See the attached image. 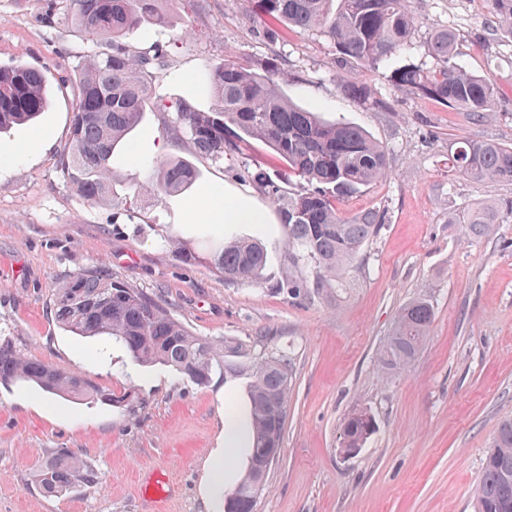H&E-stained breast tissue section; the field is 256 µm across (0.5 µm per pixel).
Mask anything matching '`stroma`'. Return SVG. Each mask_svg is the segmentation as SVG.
I'll use <instances>...</instances> for the list:
<instances>
[{
    "instance_id": "1",
    "label": "stroma",
    "mask_w": 512,
    "mask_h": 512,
    "mask_svg": "<svg viewBox=\"0 0 512 512\" xmlns=\"http://www.w3.org/2000/svg\"><path fill=\"white\" fill-rule=\"evenodd\" d=\"M421 21L409 49L378 69L339 63L316 32L280 29L264 37L247 0H163L165 27L144 26L123 42L159 51L166 69L158 96L187 98L209 64L233 52L254 66L277 59L295 103L329 121L362 126L387 149L388 175L340 201L347 215L383 214L385 226L349 272L332 303L291 301L269 286L280 275L286 239L278 207L228 165L194 154L167 134L166 114L146 106L113 166L124 190L147 183L157 161L181 158L197 178L181 195L141 201L134 222L76 195L56 169L70 136L71 82L101 38L74 30L69 0H0V66L23 61L44 70L49 106L35 126L0 133V336L49 365L117 396L114 404L74 402L33 384L0 385V512H151L162 486L163 512H224V492L242 473L246 450L225 462V480L205 475L226 427L247 416L245 382L192 383L169 367L131 364L119 349L64 330L52 294L72 274L103 264L113 277L159 301L193 334L242 343L276 337L293 362L282 448L257 512H474L489 443L512 418V217L492 233L469 235V215L512 200V182L463 177L448 154L463 139L512 145V34L498 30L489 0H411ZM452 30L455 62L499 84L481 116L454 112L395 86L393 68H435L434 29ZM368 86V100L344 91ZM244 199L268 211L265 224H231L227 235L266 246V283L228 284L206 265H187L167 246H197L215 228L213 201ZM418 297L435 318L415 359L382 369L380 352L400 309ZM368 410L376 431L359 454L338 452L344 417ZM66 450L89 480L46 492L42 461Z\"/></svg>"
}]
</instances>
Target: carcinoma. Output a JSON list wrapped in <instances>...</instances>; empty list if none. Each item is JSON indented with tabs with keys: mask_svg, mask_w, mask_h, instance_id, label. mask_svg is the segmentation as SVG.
<instances>
[{
	"mask_svg": "<svg viewBox=\"0 0 512 512\" xmlns=\"http://www.w3.org/2000/svg\"><path fill=\"white\" fill-rule=\"evenodd\" d=\"M72 22L81 32L112 39L94 52L74 75L77 95L70 137L56 167L73 191L95 205L116 209L114 220L136 218L137 198L185 193L196 179L195 168L182 159L156 164L150 182L134 190L136 200L119 196L112 166L116 147L140 123L147 102L170 114L168 132L185 139L194 151L215 164L241 159L238 175L250 178L277 205L280 227L288 244L284 267L271 288L291 299L329 300L345 288L348 269L384 228L381 215L366 212L345 216L340 199L387 175L386 150L368 132L348 122H327L295 105L282 88L277 64L264 62L245 68L232 55L208 66L198 85L200 93L219 99L217 110H206L182 98H155L151 79L165 70L159 53H132L121 38L144 24L164 25L162 0H71ZM254 17L265 24L270 39L281 25L300 33L320 32L335 45L340 59L374 69L410 44L419 20L409 0H251ZM494 24L512 33V0H490ZM455 35L436 30L429 52L437 67L424 71L400 66L391 72L397 87L434 99L455 112L481 114L498 95L495 78L469 73L452 64ZM48 106L44 72L21 61L0 67V130L33 121ZM274 150L288 167V175L306 183L296 192L282 186L279 176L251 173L246 151L249 140ZM459 174L475 180L512 181V146L488 140L457 142L450 159ZM498 210L476 209L468 224L487 233ZM174 256L185 264L206 263L229 282L262 283L266 253L261 243L244 238L210 241L197 251L178 240L168 241ZM57 322L82 337H95L119 346L139 366L171 367L200 386L218 375L246 380L249 404L247 428L251 445L245 473L224 494L227 512H242L250 498L260 499L265 484L255 473H269L268 453L281 447L288 416L293 366L275 337L258 336L264 347L254 362L226 358L243 345L222 347L192 334L151 296L112 277L97 266L74 273L53 294ZM434 306L417 298L399 312L381 353L382 367L400 369L420 350L434 320ZM33 383L44 391L75 399L96 397L116 401L82 377L51 367L15 349L0 338V384ZM375 432L373 416L355 410L343 420L339 447L361 448ZM492 461L483 463L477 512H512V418L503 420L490 444ZM80 467L67 452H56L39 471L49 493L67 490Z\"/></svg>",
	"mask_w": 512,
	"mask_h": 512,
	"instance_id": "1",
	"label": "carcinoma"
}]
</instances>
